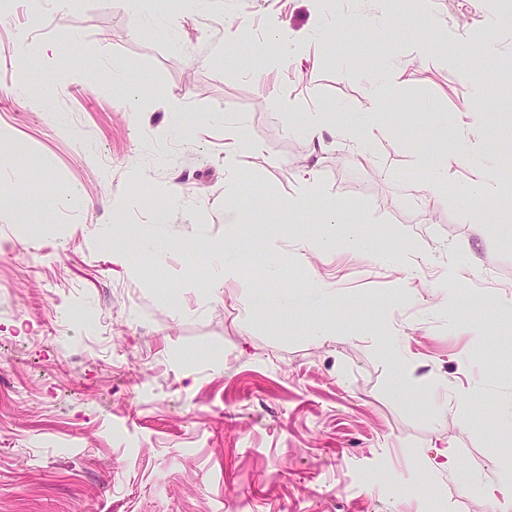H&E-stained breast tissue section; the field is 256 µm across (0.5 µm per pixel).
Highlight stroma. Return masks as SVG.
I'll use <instances>...</instances> for the list:
<instances>
[{
	"mask_svg": "<svg viewBox=\"0 0 512 512\" xmlns=\"http://www.w3.org/2000/svg\"><path fill=\"white\" fill-rule=\"evenodd\" d=\"M149 9L152 25L104 0L38 15L13 0L0 22V123L13 131L0 142V512H417L430 489L442 512H488L512 455V434L495 427L512 411V353L501 348L512 338V209L488 196L478 223L453 199L425 214L411 201L426 192L413 176L441 114L470 125L466 143L444 139L461 180L484 164V142L512 132V66L485 60L475 87L441 50L452 40L466 53L481 35L512 55V26L498 24L490 0H431L426 27L383 13L381 0H206L196 10L184 0L183 18L166 0ZM231 14L244 26L235 40L224 36ZM351 14L384 30L369 53L355 48ZM329 23L331 51L310 39ZM277 25L300 41L303 65L285 57L262 69ZM20 27L78 57L79 80L53 60L31 65ZM425 42L431 50L389 92L373 164L329 134L313 149L295 130L307 106L359 113L370 73ZM52 76L66 89L48 99ZM478 94L488 110L467 113ZM182 116L196 121L194 139L176 133ZM242 121L262 150L241 171V276L204 308L208 264L181 244L224 235V143ZM311 178L322 194L307 215L258 207ZM168 183L180 193L167 222L148 205L125 217L163 236L167 262L130 276L98 237L115 220L112 194ZM77 187L84 203L68 204ZM330 200L345 207L334 224L322 221ZM351 224L364 228L358 251L304 252V240H344ZM273 236L274 280L270 267H249ZM445 245L492 268L466 289L494 312L454 297L436 309ZM411 261L420 273L410 280ZM314 275L336 301L284 310L260 294L307 289ZM316 323L330 339L311 338ZM382 336L406 369L388 362ZM405 381L446 397L414 407ZM441 453L453 472L427 473Z\"/></svg>",
	"mask_w": 512,
	"mask_h": 512,
	"instance_id": "stroma-1",
	"label": "stroma"
}]
</instances>
